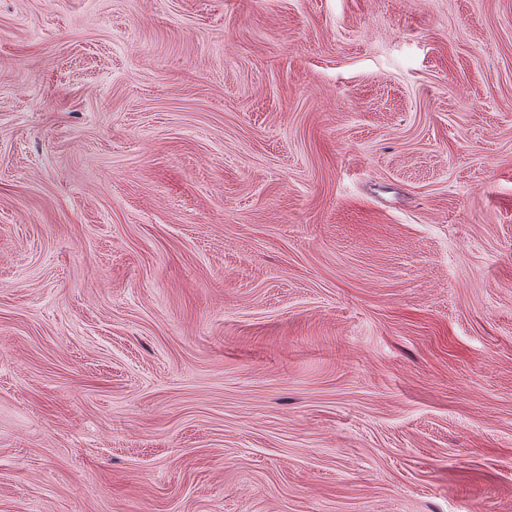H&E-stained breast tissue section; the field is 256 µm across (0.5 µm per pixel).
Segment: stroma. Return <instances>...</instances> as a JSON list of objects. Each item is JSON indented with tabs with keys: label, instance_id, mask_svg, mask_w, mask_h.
Listing matches in <instances>:
<instances>
[{
	"label": "stroma",
	"instance_id": "35a3bbf8",
	"mask_svg": "<svg viewBox=\"0 0 512 512\" xmlns=\"http://www.w3.org/2000/svg\"><path fill=\"white\" fill-rule=\"evenodd\" d=\"M0 512H512V0H0Z\"/></svg>",
	"mask_w": 512,
	"mask_h": 512
}]
</instances>
